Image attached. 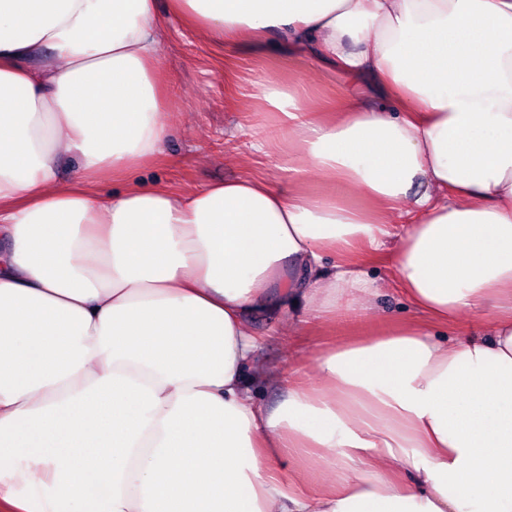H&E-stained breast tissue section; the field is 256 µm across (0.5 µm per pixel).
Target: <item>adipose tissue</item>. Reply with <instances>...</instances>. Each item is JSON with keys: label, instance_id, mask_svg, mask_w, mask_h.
I'll return each mask as SVG.
<instances>
[{"label": "adipose tissue", "instance_id": "adipose-tissue-1", "mask_svg": "<svg viewBox=\"0 0 512 512\" xmlns=\"http://www.w3.org/2000/svg\"><path fill=\"white\" fill-rule=\"evenodd\" d=\"M169 12L277 37L352 87L324 111L258 84L281 117L254 149L286 185L177 194L133 178L172 134L156 0H0V512H512V0ZM310 166L360 204L308 192ZM360 248L391 251L421 320L257 401L252 315L377 294ZM465 312L479 329L439 339Z\"/></svg>", "mask_w": 512, "mask_h": 512}]
</instances>
